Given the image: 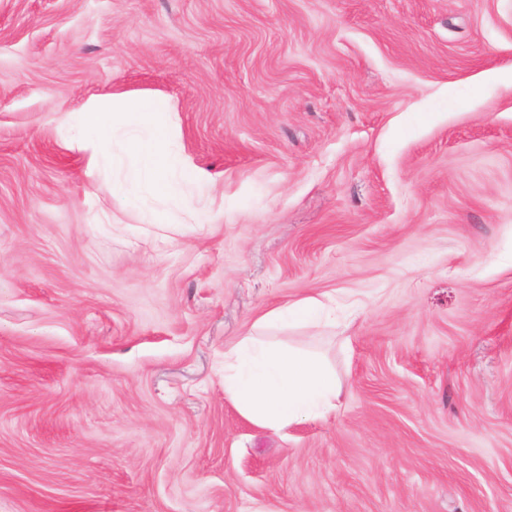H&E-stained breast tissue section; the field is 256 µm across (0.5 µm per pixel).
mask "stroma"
<instances>
[{"mask_svg": "<svg viewBox=\"0 0 512 512\" xmlns=\"http://www.w3.org/2000/svg\"><path fill=\"white\" fill-rule=\"evenodd\" d=\"M115 96L210 223L63 136ZM248 334L335 419L246 421ZM0 512H512V0H0ZM326 315V305L315 297L305 298L272 311V320H283L314 326ZM339 392L335 374L315 353L257 336L224 353V395L260 427L333 418Z\"/></svg>", "mask_w": 512, "mask_h": 512, "instance_id": "1", "label": "stroma"}]
</instances>
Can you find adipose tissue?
I'll use <instances>...</instances> for the list:
<instances>
[{
    "mask_svg": "<svg viewBox=\"0 0 512 512\" xmlns=\"http://www.w3.org/2000/svg\"><path fill=\"white\" fill-rule=\"evenodd\" d=\"M61 126L70 140L90 149L94 167L108 162L115 130L127 132L126 150L136 167L126 181L113 184L112 194L128 205H136L143 183L178 200L186 187L203 181L173 150L165 105L157 99H91L81 111L65 113ZM224 394L255 425L283 428L335 417L339 386L319 355L246 336L224 355Z\"/></svg>",
    "mask_w": 512,
    "mask_h": 512,
    "instance_id": "adipose-tissue-1",
    "label": "adipose tissue"
}]
</instances>
